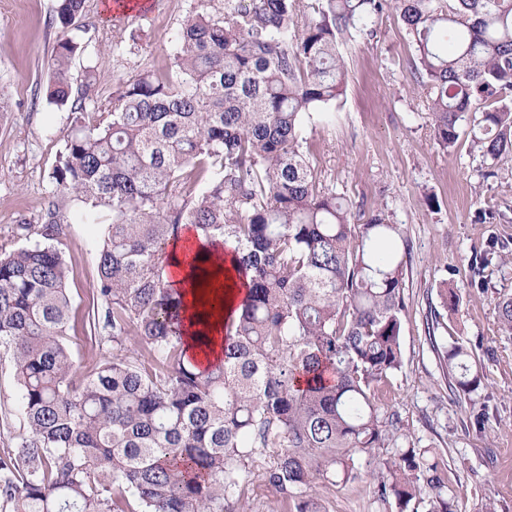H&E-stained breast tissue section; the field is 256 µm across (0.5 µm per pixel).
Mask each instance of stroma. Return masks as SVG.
I'll use <instances>...</instances> for the list:
<instances>
[{"mask_svg": "<svg viewBox=\"0 0 512 512\" xmlns=\"http://www.w3.org/2000/svg\"><path fill=\"white\" fill-rule=\"evenodd\" d=\"M56 0H0V247L37 243L34 232L51 205L59 207L65 233L59 249L70 267L68 288L76 325L69 345L79 374L92 365L95 341L83 323L100 305L96 293L101 232L110 217L54 192L50 175L71 131L69 112L47 104L37 91L46 80L51 54L63 39L84 47L70 68L76 89H88L87 110L107 117L120 84L164 66L190 12L222 15L224 0H153L147 14L121 18L112 0H86L83 16L64 28L52 21ZM377 41L345 37L339 45L348 70L344 98L305 127L303 136L321 181L351 200L355 213L386 204L392 223L411 244L404 290L401 346L403 366L386 400L408 438L440 462L455 512H479L493 498L512 512V341L496 328L495 304L512 295V263L485 269V292L473 284L471 263L490 239L512 242L511 224H479L486 205L512 208V154L497 163L498 175L484 179L486 164L469 132L454 152L436 143L428 105L414 76V49L396 14L384 16ZM460 298L442 306L444 292ZM439 310L434 334L426 319ZM473 350L482 385L470 399L448 387L445 352L452 342ZM492 414L484 425L482 405ZM0 454L23 431L20 390L6 356L0 355ZM370 478L314 491L330 512H401L396 500L380 502Z\"/></svg>", "mask_w": 512, "mask_h": 512, "instance_id": "1", "label": "stroma"}]
</instances>
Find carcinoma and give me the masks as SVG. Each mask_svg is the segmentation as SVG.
Here are the masks:
<instances>
[{
    "instance_id": "obj_1",
    "label": "carcinoma",
    "mask_w": 512,
    "mask_h": 512,
    "mask_svg": "<svg viewBox=\"0 0 512 512\" xmlns=\"http://www.w3.org/2000/svg\"><path fill=\"white\" fill-rule=\"evenodd\" d=\"M84 7L57 0L54 22L72 26ZM393 9L436 143L452 152L478 113L483 156L512 152V0H224L220 17L188 15L164 70L121 84L105 124L73 92L83 46L57 44L43 93L74 133L55 192L112 213L89 320L98 352L77 379L51 211L34 230L43 242L0 249V350L25 426L0 455V512H248L254 475L277 493L274 512H328L309 490L355 480L362 461L378 500L451 512L439 463L385 410L403 364L408 239L383 205L355 223L303 147L305 123L346 91L340 40L377 39ZM475 222L512 216L489 206ZM186 231L209 250L186 257L218 258L242 290L206 368L188 354L190 291L167 259ZM511 260L493 238L475 274ZM496 310L509 339L512 296ZM446 359L455 397L480 388L473 351L454 344Z\"/></svg>"
}]
</instances>
